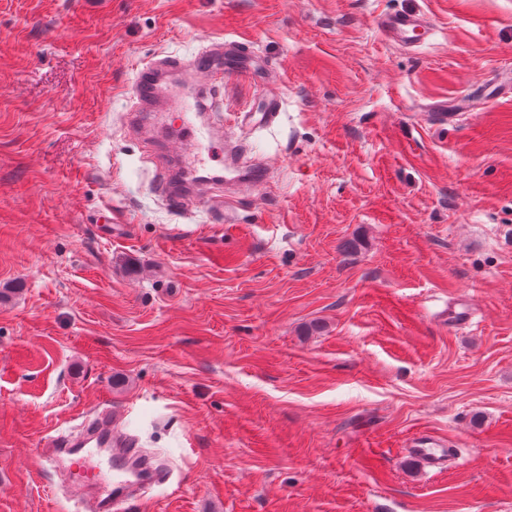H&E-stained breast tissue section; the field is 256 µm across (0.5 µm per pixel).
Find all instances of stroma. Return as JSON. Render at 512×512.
Returning a JSON list of instances; mask_svg holds the SVG:
<instances>
[{
  "mask_svg": "<svg viewBox=\"0 0 512 512\" xmlns=\"http://www.w3.org/2000/svg\"><path fill=\"white\" fill-rule=\"evenodd\" d=\"M223 38L270 77L225 115L283 102L229 224L124 123L139 67ZM509 71L512 0H0V512H74L34 461L105 404L169 473L125 512H512ZM376 25L388 40L407 47L424 44L434 32L429 17L417 11L380 13ZM159 159L155 171L154 184L157 192L162 196L166 203L174 208H182L186 201L196 195L201 184L212 185L216 181L222 182L218 178H204L200 176L193 177L188 181L180 173L175 164H168V161L176 162L185 159L186 155H176L169 157L166 148L154 149ZM443 314V321L448 318V328L456 329L469 324L472 319L471 300L467 297L457 298L453 303L445 306ZM446 440L421 434L413 437L408 448H404L409 458L421 463L431 472L440 471L448 462L450 456Z\"/></svg>",
  "mask_w": 512,
  "mask_h": 512,
  "instance_id": "35a3bbf8",
  "label": "stroma"
}]
</instances>
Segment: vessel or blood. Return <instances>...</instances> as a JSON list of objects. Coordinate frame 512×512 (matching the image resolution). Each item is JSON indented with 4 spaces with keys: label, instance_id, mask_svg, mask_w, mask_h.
I'll list each match as a JSON object with an SVG mask.
<instances>
[{
    "label": "vessel or blood",
    "instance_id": "b4317fda",
    "mask_svg": "<svg viewBox=\"0 0 512 512\" xmlns=\"http://www.w3.org/2000/svg\"><path fill=\"white\" fill-rule=\"evenodd\" d=\"M376 25L388 40L407 47L424 44L434 32L429 17L417 11L380 13ZM252 56V48L246 41L227 39L213 43L191 59L168 55L150 62L138 70L129 90L131 104L126 113L127 124L135 130H148L151 114L166 107L163 95L166 78L186 71L199 78L206 100L217 101L225 77L249 72ZM281 109L280 97L272 95L262 111L238 113L233 124L254 132L265 130L277 121ZM245 151L244 141L232 135L225 137L224 183L241 192L265 183L268 176L264 167L243 165ZM157 155L155 188L169 206L181 208L195 196L204 179L183 177L178 167L170 164L165 149H158ZM443 314L449 328H459L470 323L472 303L469 298H457L445 307ZM82 426L84 431L80 436L63 431L52 436L48 447L41 449L36 459L40 470L72 471L70 492L76 500L91 496L101 512H115L117 506L131 496L133 488L160 481L161 474L155 465H134L137 452L133 443L118 430L110 409L85 418ZM407 454L429 471L437 472L448 461V443L421 434L410 440Z\"/></svg>",
    "mask_w": 512,
    "mask_h": 512
}]
</instances>
